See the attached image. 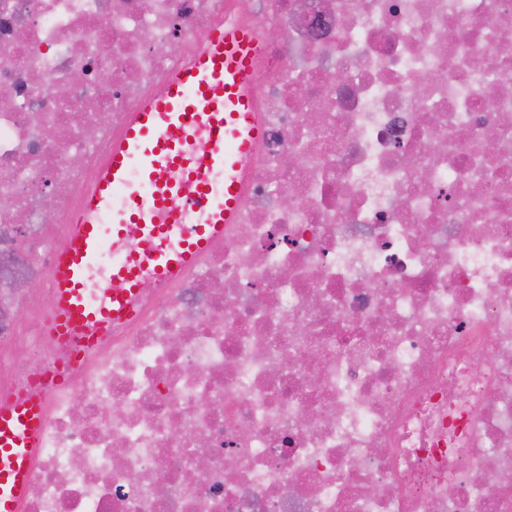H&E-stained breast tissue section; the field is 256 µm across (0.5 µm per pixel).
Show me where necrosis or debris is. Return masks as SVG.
<instances>
[{
  "instance_id": "obj_1",
  "label": "necrosis or debris",
  "mask_w": 512,
  "mask_h": 512,
  "mask_svg": "<svg viewBox=\"0 0 512 512\" xmlns=\"http://www.w3.org/2000/svg\"><path fill=\"white\" fill-rule=\"evenodd\" d=\"M228 20L260 46L239 219L49 349L82 195ZM1 98L0 397L67 374L21 512H512V0H0Z\"/></svg>"
}]
</instances>
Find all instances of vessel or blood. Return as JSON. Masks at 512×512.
Masks as SVG:
<instances>
[{
	"label": "vessel or blood",
	"mask_w": 512,
	"mask_h": 512,
	"mask_svg": "<svg viewBox=\"0 0 512 512\" xmlns=\"http://www.w3.org/2000/svg\"><path fill=\"white\" fill-rule=\"evenodd\" d=\"M258 52L248 28L215 30L204 53L174 70L129 115L55 257L47 322L52 339L94 346L95 333L132 315L143 266L163 285L223 241L225 226L238 217L247 166L263 133L248 83ZM199 126L209 133L208 147L190 164L185 142ZM130 224L155 248L145 258L127 255L113 269L122 287L90 300L88 269ZM43 426L40 395L0 405V512H19Z\"/></svg>",
	"instance_id": "b4317fda"
}]
</instances>
